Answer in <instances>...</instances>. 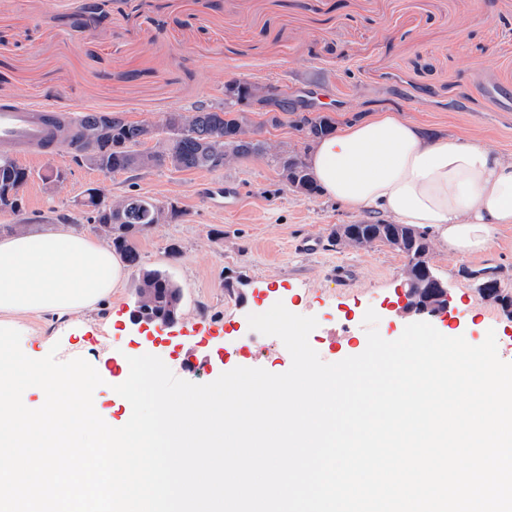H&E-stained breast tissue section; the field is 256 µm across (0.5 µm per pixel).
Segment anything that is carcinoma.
Masks as SVG:
<instances>
[{
  "instance_id": "1",
  "label": "carcinoma",
  "mask_w": 512,
  "mask_h": 512,
  "mask_svg": "<svg viewBox=\"0 0 512 512\" xmlns=\"http://www.w3.org/2000/svg\"><path fill=\"white\" fill-rule=\"evenodd\" d=\"M267 86L240 82L228 87L225 93L245 92L254 97L266 94ZM103 121L102 113L90 111L82 115L74 134L75 149L84 152V162L94 169L108 168L113 172L135 173L142 170L168 168L173 170L206 169L217 171L232 162L263 154L264 142L247 136L249 120L245 112H226L217 104L197 106L191 112L165 113L161 126L131 122L120 112L109 113ZM291 124L310 140L318 139L332 130L327 117H310L294 113ZM162 132L165 137L155 149L141 151L145 140ZM286 182L294 192L311 196L317 193L303 155L286 151L277 158ZM31 173L18 166L6 152H0V211L22 202L20 191L28 183ZM83 206L96 213L93 229L108 242L127 265H140L136 238L156 224H162L182 214L175 205L165 206L158 200L129 195L112 201L111 206L98 203V191H85ZM140 307L149 315L168 319L179 316L178 287L162 272L145 270L137 288Z\"/></svg>"
}]
</instances>
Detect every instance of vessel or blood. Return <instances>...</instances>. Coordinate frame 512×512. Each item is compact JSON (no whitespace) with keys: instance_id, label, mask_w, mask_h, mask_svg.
Returning a JSON list of instances; mask_svg holds the SVG:
<instances>
[{"instance_id":"1","label":"vessel or blood","mask_w":512,"mask_h":512,"mask_svg":"<svg viewBox=\"0 0 512 512\" xmlns=\"http://www.w3.org/2000/svg\"><path fill=\"white\" fill-rule=\"evenodd\" d=\"M69 112L19 99L0 101V148L35 158H49L69 148L61 136L64 127H75Z\"/></svg>"}]
</instances>
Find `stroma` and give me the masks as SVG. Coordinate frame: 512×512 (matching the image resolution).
<instances>
[{"instance_id": "1", "label": "stroma", "mask_w": 512, "mask_h": 512, "mask_svg": "<svg viewBox=\"0 0 512 512\" xmlns=\"http://www.w3.org/2000/svg\"><path fill=\"white\" fill-rule=\"evenodd\" d=\"M82 2L0 0V99L121 112L156 127L167 112L223 101L227 81L237 78L293 95L321 90L319 112L336 126L390 109L429 134L512 156V0H96L102 23L79 29L73 16ZM250 118L264 156L218 171L118 172L103 183L68 151L18 158L32 174L22 216L34 232L72 212L96 186L115 199L140 194L181 211L138 237L140 266L128 268L123 284L91 310L61 321L18 319L28 357L53 350L61 361H88L103 380L94 391L101 417L116 427L125 410L110 391L123 378L111 366L137 353L200 384L237 367L286 372L292 359L281 340L248 323L278 302L316 317L309 343L327 363L365 350L370 309L387 340L420 320L473 345L494 331L500 359L512 363V317L479 293L488 279L512 293V224L500 225L490 246L471 256L432 243L430 265L452 301L433 315L409 312L404 254L380 242L355 248L335 241L337 225L374 223L380 214L291 191L273 158L303 150V134L286 121L273 127L259 113ZM56 168L66 174L63 184L43 182ZM207 182L239 188L238 209L215 207L203 191ZM174 249L179 258H171ZM144 270L165 273L179 288L175 326L135 322ZM190 346L204 359L194 372L183 366Z\"/></svg>"}]
</instances>
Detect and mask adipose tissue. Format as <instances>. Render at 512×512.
Instances as JSON below:
<instances>
[{"mask_svg":"<svg viewBox=\"0 0 512 512\" xmlns=\"http://www.w3.org/2000/svg\"><path fill=\"white\" fill-rule=\"evenodd\" d=\"M321 192L346 207L434 231L449 252L486 250L512 224V160L476 142L425 137L395 112L340 125L308 160ZM126 278L94 236L67 227L0 238V314L84 313Z\"/></svg>","mask_w":512,"mask_h":512,"instance_id":"1","label":"adipose tissue"}]
</instances>
